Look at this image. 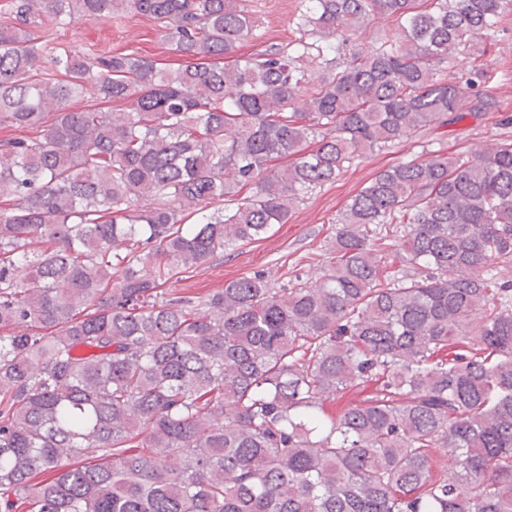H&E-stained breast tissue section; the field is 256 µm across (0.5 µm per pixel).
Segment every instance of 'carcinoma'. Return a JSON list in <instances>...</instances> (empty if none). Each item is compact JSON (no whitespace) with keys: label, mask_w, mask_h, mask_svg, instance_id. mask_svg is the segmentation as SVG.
I'll use <instances>...</instances> for the list:
<instances>
[{"label":"carcinoma","mask_w":512,"mask_h":512,"mask_svg":"<svg viewBox=\"0 0 512 512\" xmlns=\"http://www.w3.org/2000/svg\"><path fill=\"white\" fill-rule=\"evenodd\" d=\"M244 2L0 20V125L31 132L0 142V512H512V140L378 172L313 282L168 288L366 152L494 107L456 68L512 0H306L298 39L238 57ZM127 9L186 64L33 34ZM88 92L125 107L69 106Z\"/></svg>","instance_id":"1"}]
</instances>
